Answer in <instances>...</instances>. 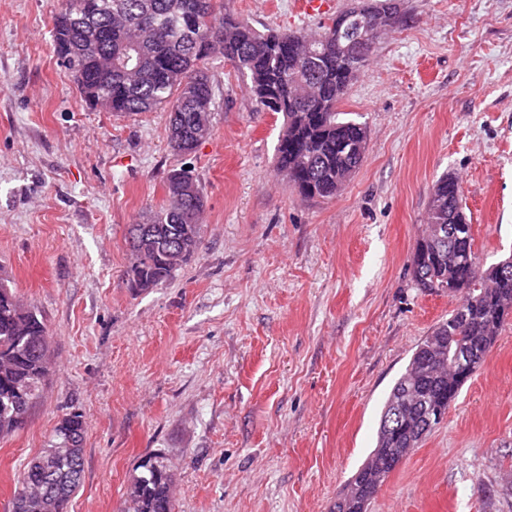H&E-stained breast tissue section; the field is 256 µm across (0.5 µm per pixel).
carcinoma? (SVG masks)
<instances>
[{
  "instance_id": "cac0c4a2",
  "label": "carcinoma",
  "mask_w": 512,
  "mask_h": 512,
  "mask_svg": "<svg viewBox=\"0 0 512 512\" xmlns=\"http://www.w3.org/2000/svg\"><path fill=\"white\" fill-rule=\"evenodd\" d=\"M58 0L52 45L73 74L82 99L92 107L134 115L167 108L171 151L187 155L214 131L215 88L208 71L220 59L247 79L249 93L266 112L283 117L275 169L304 198L331 199L340 194L365 157L367 126L341 116L337 105L372 52L336 45L343 24L339 13L316 33L260 31L221 11V0ZM95 30L99 40L86 33ZM428 203V227L416 242L412 278L429 293H453L459 303L414 351L392 386L380 417L377 442L368 461L350 478L333 512H368L373 484L395 470L386 449L402 455L420 447L433 431L427 405H451L467 378L456 359L457 336L493 342L512 307V277L498 278V265L477 272L471 217L463 204L459 180L441 176ZM165 201L131 225L153 232L131 249L124 272L128 285L142 290L172 278L202 244L201 215L206 199L191 171L173 168L165 181ZM49 330L39 310L21 303L0 279V436L20 429L16 408L32 405L48 376ZM86 422L82 413L66 414L51 444L71 438L72 454L53 476H43L30 461L17 476L12 512H48L46 498L67 506L82 478ZM165 457L154 454L131 475L124 512H175L174 482Z\"/></svg>"
}]
</instances>
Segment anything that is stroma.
<instances>
[{"instance_id": "stroma-1", "label": "stroma", "mask_w": 512, "mask_h": 512, "mask_svg": "<svg viewBox=\"0 0 512 512\" xmlns=\"http://www.w3.org/2000/svg\"><path fill=\"white\" fill-rule=\"evenodd\" d=\"M352 0H224L256 28L314 31ZM399 21L339 111L365 159L335 198L274 172L283 118L210 62L218 110L194 153L167 114L88 108L53 52L57 0H0V279L46 319L51 372L0 437V512L59 419L83 413L68 512H122L163 454L175 512H332L376 445L384 402L457 296L416 288L430 192L458 177L484 265L512 255V0H397ZM206 197L203 244L172 278L129 288V224L175 166ZM369 512H512V321L446 419Z\"/></svg>"}]
</instances>
